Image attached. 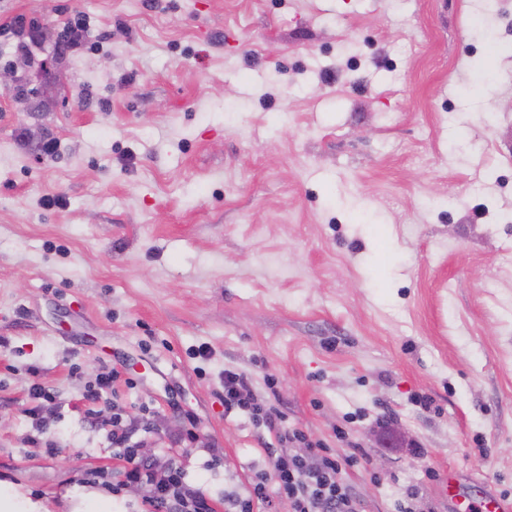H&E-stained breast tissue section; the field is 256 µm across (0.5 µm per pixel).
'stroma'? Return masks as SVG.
<instances>
[{"mask_svg":"<svg viewBox=\"0 0 512 512\" xmlns=\"http://www.w3.org/2000/svg\"><path fill=\"white\" fill-rule=\"evenodd\" d=\"M75 11L94 46L55 51ZM19 16L53 62L0 33L41 91L0 89L14 512H141L83 399L111 371L104 415L214 512L292 452L271 409L360 512H457L451 474L512 497V0H0ZM228 370L257 412L225 410Z\"/></svg>","mask_w":512,"mask_h":512,"instance_id":"stroma-1","label":"stroma"}]
</instances>
